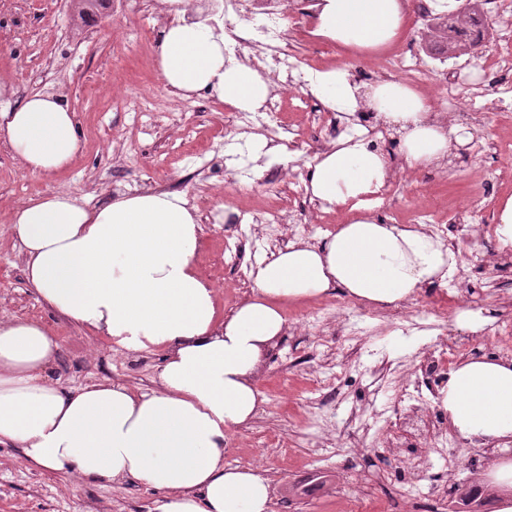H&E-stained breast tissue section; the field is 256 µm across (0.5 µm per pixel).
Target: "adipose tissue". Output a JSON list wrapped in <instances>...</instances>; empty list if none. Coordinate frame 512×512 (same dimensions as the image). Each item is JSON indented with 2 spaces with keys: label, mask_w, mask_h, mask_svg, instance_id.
Returning <instances> with one entry per match:
<instances>
[{
  "label": "adipose tissue",
  "mask_w": 512,
  "mask_h": 512,
  "mask_svg": "<svg viewBox=\"0 0 512 512\" xmlns=\"http://www.w3.org/2000/svg\"><path fill=\"white\" fill-rule=\"evenodd\" d=\"M173 16L156 45L165 87L205 93L255 112L269 96L257 69L224 58V32ZM314 36L373 55L400 40L404 0H315ZM312 91L331 112L367 109L402 137L409 166L439 164L468 132L428 122V101L409 85L382 81L362 90L348 68L317 72ZM0 81V137L21 168L48 179L81 150L74 114L60 97L37 92L13 103ZM362 135L316 155L306 191L323 209L353 217L325 243L294 241L250 270V295L218 315L214 288L198 271L199 219L182 196L145 191L90 208L62 192L20 206L12 234L29 285L70 323L127 353L160 352L149 389L110 380L68 386L54 376L61 341L41 322L0 319V447L32 469L93 486L135 483L157 494L153 512H271L270 485L249 466L225 460L235 429L264 399L263 356L287 329L285 301L333 289L378 306L401 304L456 269L453 251L420 227L383 224L367 204L388 179L386 162ZM440 403L463 440L512 448V361L468 357L448 373Z\"/></svg>",
  "instance_id": "1"
}]
</instances>
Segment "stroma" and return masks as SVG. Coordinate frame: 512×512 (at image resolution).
<instances>
[{"label":"stroma","instance_id":"35a3bbf8","mask_svg":"<svg viewBox=\"0 0 512 512\" xmlns=\"http://www.w3.org/2000/svg\"><path fill=\"white\" fill-rule=\"evenodd\" d=\"M162 24L150 0H112L105 14L88 23L72 11L71 0H0V80L14 87L19 100L35 92L63 96L83 141L71 167L45 181L25 174L0 139V319H35L59 336L62 352L55 375L66 384L114 379L149 388L162 356L112 350L38 298L26 281L19 244L10 231L17 204L58 191L97 207L130 193L135 184L184 194L202 227L198 267L216 289L224 316L251 292L249 265L292 239L285 233L274 241L255 229L239 236L227 224L225 198L235 184L260 178L281 159L276 152L254 150L252 132L234 128L232 107L203 93L185 98L164 88L155 63ZM282 27L302 62L321 70L348 66L367 87L381 81L376 58L330 47L328 40L311 35L309 0H288ZM502 29V20L492 19V39L479 54L444 63L429 59L432 79L415 85L433 111L450 114L454 106L444 78L455 75L460 90L481 112L477 131L493 142V150L478 154L467 145L453 150L446 169L410 170L407 191L380 194L372 201V213L381 223L411 224L417 206L431 213L468 207L493 219L501 201L512 196V109L483 110L503 84L512 83V73L485 65L491 53L512 54V38H504ZM145 95L154 98L149 117L134 108ZM304 95L301 89L283 94L281 117L300 129L304 151L313 154L323 134L300 107ZM131 148L136 151L132 161L126 158ZM491 169L497 177L490 184L484 174ZM467 249V242H460L455 255L469 284L470 307L492 320L512 321V269L494 262L468 268ZM340 299L347 317L370 326V306L339 290L285 305L289 329L267 354L259 384L265 403L232 434L228 464L261 471L271 485L273 512H347L356 497L362 500L361 512H408L402 477L417 476L425 487L466 477L487 483L492 456L487 447L454 445L456 465L450 472L431 455L422 459L419 471L409 469L408 449L392 446L390 427L376 422L375 415L386 401L382 386L413 372L428 339L390 327L383 335L350 344L335 319ZM321 304L328 313L315 336L299 322ZM329 381L334 384L330 390L325 387ZM316 405L335 413L337 427L313 414ZM322 475L327 478L324 490L293 494V486ZM155 498L154 491L134 484L87 486L31 470L16 449L0 447V512H152Z\"/></svg>","mask_w":512,"mask_h":512}]
</instances>
